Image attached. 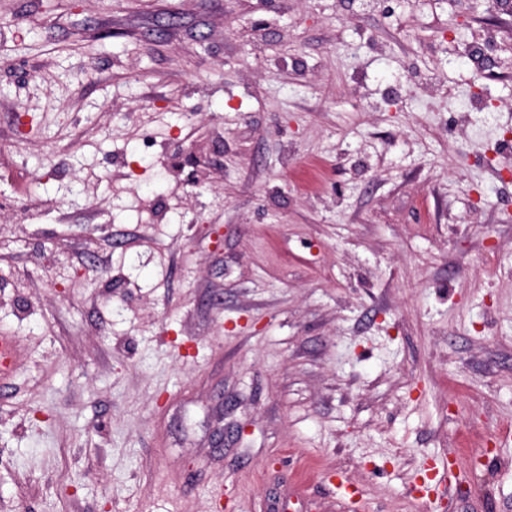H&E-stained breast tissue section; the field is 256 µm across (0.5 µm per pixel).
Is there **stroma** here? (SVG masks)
<instances>
[{
    "label": "stroma",
    "mask_w": 512,
    "mask_h": 512,
    "mask_svg": "<svg viewBox=\"0 0 512 512\" xmlns=\"http://www.w3.org/2000/svg\"><path fill=\"white\" fill-rule=\"evenodd\" d=\"M1 332L0 512H512V11L0 0Z\"/></svg>",
    "instance_id": "stroma-1"
}]
</instances>
